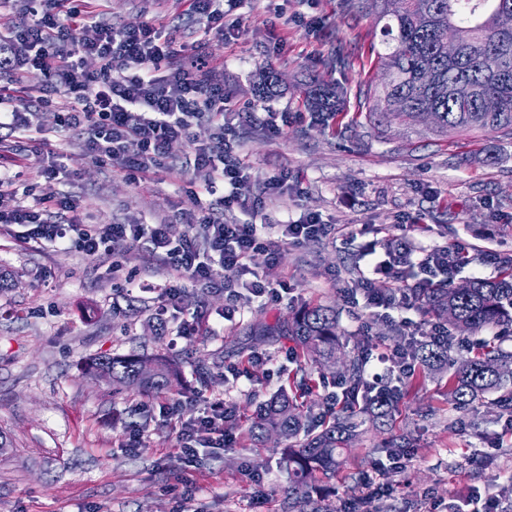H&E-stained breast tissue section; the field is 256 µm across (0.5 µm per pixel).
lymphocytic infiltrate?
I'll list each match as a JSON object with an SVG mask.
<instances>
[{"mask_svg":"<svg viewBox=\"0 0 512 512\" xmlns=\"http://www.w3.org/2000/svg\"><path fill=\"white\" fill-rule=\"evenodd\" d=\"M237 3L190 0L193 13L205 18L208 32L230 46L242 34V21L234 15ZM87 57L97 61L96 71L83 68ZM29 68L50 78L39 90L41 101L51 103L57 90L63 89L78 102L77 107L57 113L56 126L82 135L92 158L108 159L113 168L134 179L153 174L170 145L189 140L194 121L207 118L214 136L209 143L194 147L193 168L200 191L211 200L200 215L186 218L180 233L171 224H85L80 220L78 200L41 198L34 205H24L16 200L12 177H1L0 228L15 230L20 242L48 243L94 257L111 241H129L174 273L173 280L160 288L159 315L178 309L186 284L192 283L223 287L227 305L221 319L230 322L241 298L263 305L281 298L273 281L256 271L257 254H266L272 263L279 244H297L329 233V225L305 212L278 225L275 237L269 239L262 238L257 225L225 223V210L235 208L255 215L265 196L288 188L283 176L268 181L263 195L245 192L244 166L234 145L225 138L229 118L241 123L260 121L275 135L281 134L282 128L274 112L261 117L253 112L228 115L224 85L209 76V56L189 54L175 26L114 27L102 21L96 0H21L19 10L0 23V70L21 76ZM2 128L46 146L41 177L54 179L63 174L60 153L37 114L26 111L19 99L0 93ZM415 224V217H405L389 241L391 250L400 252V263L368 250L358 286L369 308L412 307L437 277L461 270L466 248L424 246L412 235ZM400 265L419 269L420 278L384 293L371 290L373 275L395 272ZM227 270L235 272V280H225ZM182 405L179 399L158 402L164 417L178 420L175 447L179 455L191 461L200 449L223 447L224 424L236 415L234 403L221 398L207 400L202 415L187 419L178 415Z\"/></svg>","mask_w":512,"mask_h":512,"instance_id":"obj_1","label":"lymphocytic infiltrate"}]
</instances>
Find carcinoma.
I'll return each mask as SVG.
<instances>
[{"instance_id": "obj_1", "label": "carcinoma", "mask_w": 512, "mask_h": 512, "mask_svg": "<svg viewBox=\"0 0 512 512\" xmlns=\"http://www.w3.org/2000/svg\"><path fill=\"white\" fill-rule=\"evenodd\" d=\"M356 7L381 23L383 51L377 53V62L383 81L363 113L365 125L377 137L397 126L439 140L485 133L512 139V32L501 31L497 24L500 12L512 11V0H357ZM278 86V72L264 68L258 97L273 96ZM488 97L497 100V110L484 109ZM304 100L308 110L325 121L341 111L347 88L329 77L313 78L305 84ZM497 264L501 276L495 280L474 278L465 288L441 282L429 289L421 302L440 316L452 315L448 339L419 345L407 339L403 349L432 367L448 359L457 337L512 324V254L498 255ZM337 329L336 307L319 304L299 309L277 326V334L298 347L303 370L310 362L324 365L336 357ZM145 363L154 366L149 377L139 373ZM509 363L512 350L502 347L457 360L448 378V401L465 409L507 390L512 370L503 366ZM363 367L362 354L347 355L339 380L348 403L360 406V413L381 427L400 391H359ZM88 371L107 375L119 390L162 392L178 382L177 364L159 355L100 356L88 364ZM362 423L351 413L316 431L286 389L256 408L248 419L250 441L260 444L272 436L291 439L306 433L302 442L285 449L294 480L285 512H321L317 504L328 496L348 445L361 435Z\"/></svg>"}]
</instances>
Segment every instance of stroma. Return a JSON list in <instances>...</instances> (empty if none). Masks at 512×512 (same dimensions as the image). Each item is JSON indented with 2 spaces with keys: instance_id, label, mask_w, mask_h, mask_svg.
I'll return each instance as SVG.
<instances>
[{
  "instance_id": "1",
  "label": "stroma",
  "mask_w": 512,
  "mask_h": 512,
  "mask_svg": "<svg viewBox=\"0 0 512 512\" xmlns=\"http://www.w3.org/2000/svg\"><path fill=\"white\" fill-rule=\"evenodd\" d=\"M237 13L244 34L229 47L205 35L188 0H105L102 7L107 24L138 27L162 17L177 26L181 43L204 45L236 111H251L258 101L254 84L263 67L279 71L281 88L263 103L287 113L284 134L272 136L258 123L231 131L241 142L252 191L283 172L296 187L266 198L255 221L282 224L309 211L333 230L315 241L280 245L266 275L287 282L288 294L263 307L242 303L224 328L216 326L223 290L186 286L181 308L203 313L189 336L177 335L174 316L158 327L155 292L128 296L127 279L162 284L168 278L128 241L87 257L50 246L26 249L0 236V272L10 275L0 290V432L12 441L0 454V512H182L189 489L194 512H284L287 439L257 447L236 427L223 449L185 462L174 449L173 422L159 413L158 394L113 392L109 381L87 373L89 359L172 357L181 364L172 395L185 400L184 416L202 413L194 400L199 391L250 413L298 367L286 356L293 343L261 335V328L305 305L335 306L350 352L387 354L397 337L437 324L423 307L371 311L358 288L364 250L383 247L403 217H419L414 235L427 245L512 253V144L491 135L421 140L397 127L380 140L352 125L364 109L361 93L381 82L373 15L348 0H242ZM324 74L348 89L344 114L327 125L305 110L301 93L305 81ZM211 134L209 122H195L191 142L174 143L162 171L147 181L91 159L80 136H59L67 173L49 180L37 175L42 157L34 143L0 129V169L20 172L16 187L28 189L26 204L66 195L80 201L87 224H161L198 213L204 203L188 159L192 143ZM489 149L499 153L497 163L486 162ZM256 354L269 357V366L253 367L249 380L230 374V366H246ZM449 371L446 363L423 369L412 386L388 377V385L402 391L391 421L381 430L366 427L333 483V502L362 496V477L380 462L385 491L373 498L371 512H460L476 497L497 499L501 512H512V498L502 497L512 484V442L500 440L512 416L497 406L449 404ZM131 421L144 437L128 451L119 440ZM403 436L410 443L396 465L379 447ZM257 473L264 485L255 483Z\"/></svg>"
}]
</instances>
